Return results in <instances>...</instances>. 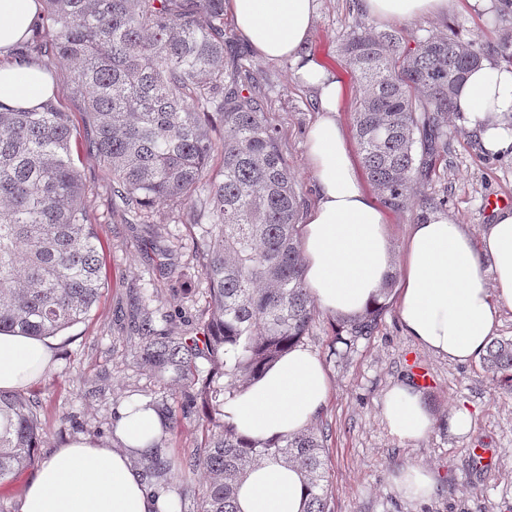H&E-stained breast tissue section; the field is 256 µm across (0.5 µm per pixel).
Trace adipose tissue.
Wrapping results in <instances>:
<instances>
[{"label":"adipose tissue","mask_w":512,"mask_h":512,"mask_svg":"<svg viewBox=\"0 0 512 512\" xmlns=\"http://www.w3.org/2000/svg\"><path fill=\"white\" fill-rule=\"evenodd\" d=\"M382 22H404L446 12L448 0H363ZM238 32L259 55L289 61L297 80L317 97L318 116L306 152L318 199L303 227L305 283L318 307L354 316L381 299L391 274L406 336L436 356L467 363L485 350L504 309H512V208L497 209L480 238L443 215L412 225L401 250L390 241L384 209L366 191L336 112L338 74L306 50L318 0H224ZM42 0H0V55L32 33ZM53 93L50 73L36 64L0 66V104L40 106ZM456 110L476 131L482 148L512 156V67L486 59L472 69L456 97ZM55 359L46 337L0 332V390L40 379ZM330 381L321 361L296 346L245 387L224 408L239 434L265 442L308 428L322 413ZM383 416L402 439L425 437L434 426L420 393L396 385ZM163 432L154 410L126 407L117 425L120 447L76 437L55 448L25 489L21 512H167L134 458L148 454ZM307 485L301 472L266 457L248 466L237 486L238 512H302Z\"/></svg>","instance_id":"adipose-tissue-1"}]
</instances>
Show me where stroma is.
<instances>
[{"instance_id": "1", "label": "stroma", "mask_w": 512, "mask_h": 512, "mask_svg": "<svg viewBox=\"0 0 512 512\" xmlns=\"http://www.w3.org/2000/svg\"><path fill=\"white\" fill-rule=\"evenodd\" d=\"M497 14L494 7L477 10L466 0H450L444 15L424 16L402 29L419 35L452 27L464 39L493 46L505 28ZM374 23L361 0H319L307 45L308 52L343 80L337 118L349 138L354 135L351 113L359 86L341 62L338 46L343 35ZM224 28V62L230 68H249L265 91L267 120L279 132V148L303 207L311 209L317 187L308 166L306 137L317 117L316 96L297 82L290 62L253 51L232 17H225ZM75 162L100 240L105 286L89 316L55 336L56 361L33 388L43 403L36 451L41 460L77 436L117 446L112 419L129 400L156 398L175 404L171 386L141 364L139 339L130 321L140 298L147 296L156 317H171L176 332L189 333L205 304L206 283L192 255L187 216L159 206L148 218L134 220L113 200L112 176L102 162L83 154ZM412 197L407 206L386 210L394 249H401L421 217L416 201L423 197L446 199L443 215L480 238L494 209L512 206V158L486 156L475 132L459 115H450L448 150L430 179L414 186ZM167 263L183 271L179 282L160 275L159 266ZM338 325V317L318 312L303 340L331 381L328 404L313 424L326 437L331 512H512V388L493 386L480 360L459 364L421 347L405 336L394 307H387L370 338L341 356L332 353ZM419 369L431 378L421 392L436 422L425 438L406 441L390 432L382 407L387 393L398 384L414 383ZM461 407L469 412L472 427L456 436L448 430V417ZM475 448L489 449L492 464L474 469ZM419 464L428 466L435 479L434 491L424 501L406 498L393 482L398 471Z\"/></svg>"}]
</instances>
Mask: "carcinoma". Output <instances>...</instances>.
Returning <instances> with one entry per match:
<instances>
[{
  "label": "carcinoma",
  "instance_id": "cac0c4a2",
  "mask_svg": "<svg viewBox=\"0 0 512 512\" xmlns=\"http://www.w3.org/2000/svg\"><path fill=\"white\" fill-rule=\"evenodd\" d=\"M46 31L23 58L71 66L70 96L89 129L82 151L112 174V198L140 218L167 204L191 220L206 300L192 336L158 330L143 305L139 358L182 383L180 407L149 401L169 429L205 409L204 443L177 462L140 459L158 477L203 472L200 512H237L235 485L264 457L296 466L304 512H330L323 436L312 429L261 445L240 437L224 406L284 352L316 315L303 277L299 214L266 95L249 69L224 65V0H45ZM360 84L352 123L367 178L399 208L448 151V114L486 48L429 31L405 40L364 26L340 43ZM71 115L54 102L16 111L0 104V331L55 336L81 322L104 282L95 225L72 152ZM223 159L212 176L213 155ZM386 303L344 321L348 346L371 336ZM208 369L202 371L197 361ZM493 376L512 382V339L482 354ZM39 398L0 390V482L34 463Z\"/></svg>",
  "mask_w": 512,
  "mask_h": 512
}]
</instances>
